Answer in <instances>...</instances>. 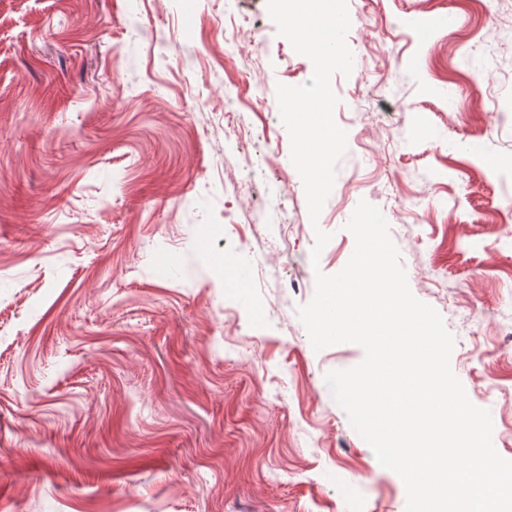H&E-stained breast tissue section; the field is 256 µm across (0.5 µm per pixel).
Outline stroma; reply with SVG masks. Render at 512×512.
<instances>
[{"label":"stroma","mask_w":512,"mask_h":512,"mask_svg":"<svg viewBox=\"0 0 512 512\" xmlns=\"http://www.w3.org/2000/svg\"><path fill=\"white\" fill-rule=\"evenodd\" d=\"M350 21L357 165L313 227L276 86L314 67L267 0H0V512H405L325 381L363 349L298 317L362 201L512 460V0ZM210 251L223 275L188 274Z\"/></svg>","instance_id":"35a3bbf8"}]
</instances>
